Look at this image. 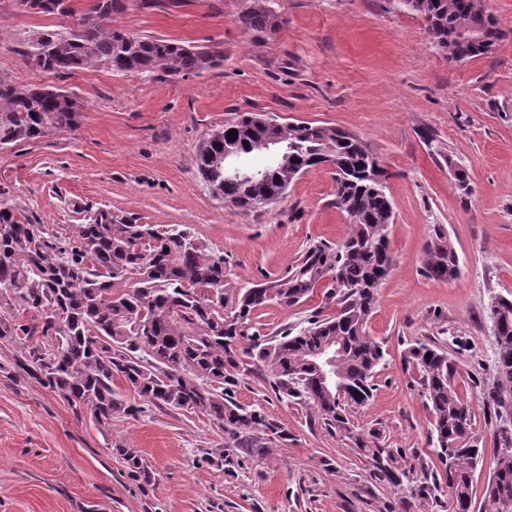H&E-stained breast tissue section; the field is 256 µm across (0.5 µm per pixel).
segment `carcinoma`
Returning <instances> with one entry per match:
<instances>
[{
	"mask_svg": "<svg viewBox=\"0 0 512 512\" xmlns=\"http://www.w3.org/2000/svg\"><path fill=\"white\" fill-rule=\"evenodd\" d=\"M267 0H251L239 16L249 33L273 32L278 16ZM424 23L441 50L454 47L462 59L490 53L506 32L482 0H399ZM124 0H93L78 32L39 33L31 51L47 72L70 75L102 65L126 75L196 74L224 60L221 44L184 45L124 31L114 17ZM481 30L479 45L458 41V31ZM79 111L59 88L17 85L0 76V148L74 129ZM237 130V137L227 132ZM254 151L266 163H236ZM333 163L334 205L348 220L343 240L332 247L311 244L286 275L267 284L241 287L224 271V254L179 224H138L101 211L92 224L67 233L34 224L0 199V344L16 343L15 365L56 393L77 413L87 410L101 426L135 417L141 408L112 389L119 378L140 398L166 410L203 415L224 428L235 447L266 456L288 431L265 413L232 400L242 376L258 371L275 396L313 409L331 429L350 430L352 408L372 397L384 349L367 331L378 288L392 268L389 225L393 204L380 159L357 136L312 122L284 123L243 113L201 144L197 161L214 195L243 211L258 197L275 203L320 159ZM424 275L445 282L458 275V256L442 225L434 226L422 250ZM321 290L336 313L308 321L297 333L238 350L252 313L269 303L292 307ZM496 342L493 406L499 445L495 471L485 489L493 512H512V297L499 295L488 307ZM341 349L336 381H323L314 361L323 347ZM405 362L432 416V452L441 467L418 454L419 469L400 464L403 450L358 440L373 477L406 489L420 512H471L473 473L483 454L468 400L451 385L455 366L439 345L417 343ZM127 475L148 483L151 471L135 448H117ZM448 488L443 505L441 486Z\"/></svg>",
	"mask_w": 512,
	"mask_h": 512,
	"instance_id": "1",
	"label": "carcinoma"
}]
</instances>
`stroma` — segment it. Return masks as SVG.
<instances>
[{"instance_id":"obj_1","label":"stroma","mask_w":512,"mask_h":512,"mask_svg":"<svg viewBox=\"0 0 512 512\" xmlns=\"http://www.w3.org/2000/svg\"><path fill=\"white\" fill-rule=\"evenodd\" d=\"M249 0H127L118 23L142 37L191 45L220 42L223 61L198 74L130 76L107 67L65 78L27 62L31 39L60 29L18 0H0V76L43 83L81 103L75 130L0 149V188L30 219L60 229L99 211L142 224H184L223 252L236 284L273 281L313 242L336 244L346 217L332 202L331 168L315 167L277 203L248 212L225 204L199 173L197 152L240 112L316 122L360 137L388 173L394 216L392 270L368 331L388 351L372 400L349 430H326L309 406L278 399L258 375L234 399L262 409L288 431L266 456L234 452L217 470L207 452L223 428L141 404L137 417L101 427L89 412L16 376L13 346H0V512H404V495L373 480L358 438L383 429L390 448L430 451L431 415L404 355L436 341L456 365L454 389L470 402L484 456L473 476V512L485 497L499 448L484 391L494 383L492 297L512 295V0L484 6L509 36L489 54L448 60L424 23L399 0H270L280 26L246 34ZM469 175V192L448 161ZM443 225L459 273L436 282L420 272L422 248ZM336 307L321 295L256 310L240 346L297 327ZM137 449L152 473L128 477L115 446Z\"/></svg>"}]
</instances>
